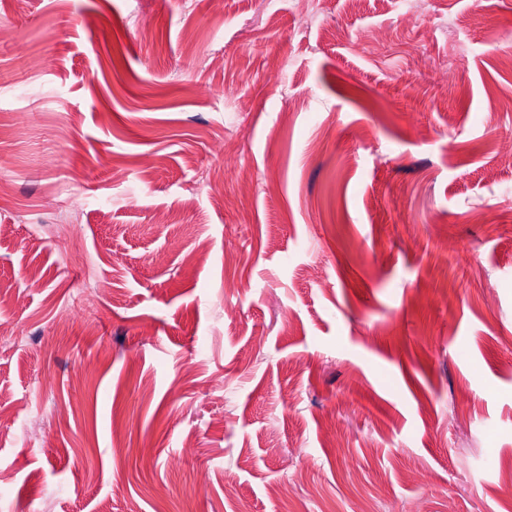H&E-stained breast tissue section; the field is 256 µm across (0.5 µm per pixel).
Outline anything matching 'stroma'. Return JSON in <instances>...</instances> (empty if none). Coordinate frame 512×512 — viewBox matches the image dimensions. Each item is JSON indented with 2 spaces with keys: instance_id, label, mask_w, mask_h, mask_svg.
Listing matches in <instances>:
<instances>
[{
  "instance_id": "1",
  "label": "stroma",
  "mask_w": 512,
  "mask_h": 512,
  "mask_svg": "<svg viewBox=\"0 0 512 512\" xmlns=\"http://www.w3.org/2000/svg\"><path fill=\"white\" fill-rule=\"evenodd\" d=\"M298 2L0 0V512H512V0Z\"/></svg>"
}]
</instances>
